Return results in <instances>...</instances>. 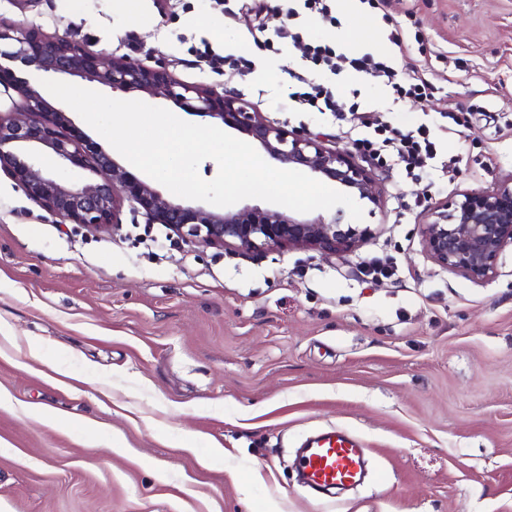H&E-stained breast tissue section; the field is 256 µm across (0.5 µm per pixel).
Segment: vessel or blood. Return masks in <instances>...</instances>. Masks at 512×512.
I'll return each instance as SVG.
<instances>
[{
  "label": "vessel or blood",
  "mask_w": 512,
  "mask_h": 512,
  "mask_svg": "<svg viewBox=\"0 0 512 512\" xmlns=\"http://www.w3.org/2000/svg\"><path fill=\"white\" fill-rule=\"evenodd\" d=\"M365 462V448L341 432L325 433L310 440L298 456V468L304 481L321 490L357 484Z\"/></svg>",
  "instance_id": "b4317fda"
}]
</instances>
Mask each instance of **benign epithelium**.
Wrapping results in <instances>:
<instances>
[{
    "label": "benign epithelium",
    "mask_w": 512,
    "mask_h": 512,
    "mask_svg": "<svg viewBox=\"0 0 512 512\" xmlns=\"http://www.w3.org/2000/svg\"><path fill=\"white\" fill-rule=\"evenodd\" d=\"M2 59L32 63L45 72L81 75L114 91L162 95L185 105L191 94L198 111L247 136L272 159L380 206L369 172L352 154L327 148L318 134L269 123L228 91L180 83L163 66L149 68L125 57L91 53L77 42L44 35L34 24L20 27L0 18ZM9 86L16 88L19 102L8 114H0V171L30 199L71 224L116 230L122 224L124 198L129 197L151 223L164 224L185 240L253 255L294 248L336 255L350 251L371 232L367 226L343 223L341 209L327 218H305L249 207L218 213L169 201L150 182L130 177L107 153L81 147L80 135L63 131L61 113L28 81ZM44 148L99 180L74 186L54 179L39 162ZM420 234L424 252L441 267L476 282L494 279L499 256L512 248V175L492 190H464L436 203Z\"/></svg>",
    "instance_id": "benign-epithelium-1"
}]
</instances>
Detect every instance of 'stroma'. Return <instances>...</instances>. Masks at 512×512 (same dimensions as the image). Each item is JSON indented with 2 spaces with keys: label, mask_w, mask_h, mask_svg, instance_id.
Instances as JSON below:
<instances>
[{
  "label": "stroma",
  "mask_w": 512,
  "mask_h": 512,
  "mask_svg": "<svg viewBox=\"0 0 512 512\" xmlns=\"http://www.w3.org/2000/svg\"><path fill=\"white\" fill-rule=\"evenodd\" d=\"M394 9L433 96L390 111L380 80L315 79L428 127L461 171L413 183L368 165L381 204L362 202L374 235L350 252L248 256L177 236L158 248L165 227L135 203L119 230L91 231L0 177V512H512V250L480 283L434 263L420 236L427 204L512 174V0ZM1 16L165 63L274 125L353 147L330 114L289 108L301 47L261 48L218 0H0ZM338 17L306 18L307 40L394 55L368 5ZM206 47L250 67L210 69ZM447 112L468 115L452 136ZM373 258L393 276H364ZM333 430L358 436L383 480L335 497L302 486L296 449Z\"/></svg>",
  "instance_id": "35a3bbf8"
}]
</instances>
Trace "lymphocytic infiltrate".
Segmentation results:
<instances>
[{"label": "lymphocytic infiltrate", "instance_id": "lymphocytic-infiltrate-1", "mask_svg": "<svg viewBox=\"0 0 512 512\" xmlns=\"http://www.w3.org/2000/svg\"><path fill=\"white\" fill-rule=\"evenodd\" d=\"M238 2L240 10L254 14L259 31H271L272 36L266 39V46L288 40L303 48L308 68L289 74V107L308 112H327L340 124L352 123L366 129V136L354 141L363 159L380 166L391 160L396 161L408 179L419 180L423 173L435 169L452 177L459 174L458 157L452 155L448 159H441L430 131L425 126L407 129L392 125L377 110L361 108L354 97H338L330 86L312 79L311 74L315 71L334 75L345 71L365 74L382 79L391 87L398 101L427 97L434 90L432 82L424 75L416 73L405 79L400 78L390 58L369 52L348 55L329 44L304 41L302 27L298 22L300 14H315L330 24H338L335 0H288L285 19L278 23L272 21L266 0Z\"/></svg>", "mask_w": 512, "mask_h": 512}]
</instances>
